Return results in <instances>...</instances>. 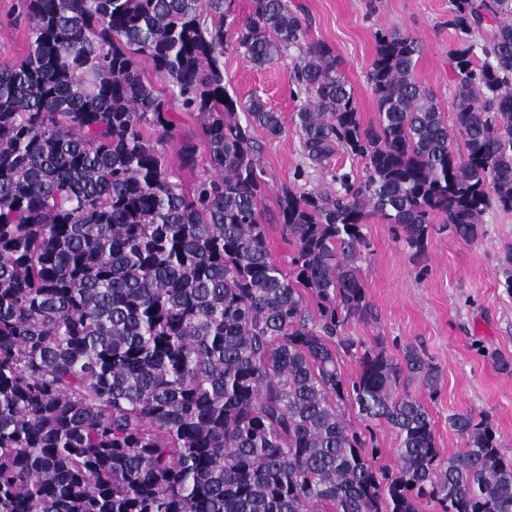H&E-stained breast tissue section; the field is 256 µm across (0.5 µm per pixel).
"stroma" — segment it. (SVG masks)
<instances>
[{"label": "stroma", "mask_w": 512, "mask_h": 512, "mask_svg": "<svg viewBox=\"0 0 512 512\" xmlns=\"http://www.w3.org/2000/svg\"><path fill=\"white\" fill-rule=\"evenodd\" d=\"M293 2L312 19L311 39L329 43L340 56L364 124L378 119L367 72L375 34L381 29L408 33L420 41L417 73L442 111L451 113L449 52L456 35L447 24L448 0ZM18 5L19 0H0V60L22 59L28 50L27 24L17 16ZM292 67L287 57L260 68L233 50L224 53V84L230 95L242 101L260 96L282 117L281 137L261 139L259 157L266 181L267 247L284 268L290 265L294 246L276 221L278 198L283 188L293 185L303 162L295 114L305 96L290 80ZM363 233L369 246L360 266L374 317L349 323L347 335L369 346L382 343L395 356L405 346H417L439 368L436 393L422 394L415 383L407 390L423 395L444 456H453L463 446L448 425L449 416L471 411L487 416L504 458L512 461V374L498 371L491 360L495 352L512 358V292L500 285L505 257L512 253V212L486 213L481 233L469 244L434 224L420 264L381 219H368Z\"/></svg>", "instance_id": "obj_1"}]
</instances>
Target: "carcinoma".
I'll use <instances>...</instances> for the list:
<instances>
[{
    "instance_id": "obj_1",
    "label": "carcinoma",
    "mask_w": 512,
    "mask_h": 512,
    "mask_svg": "<svg viewBox=\"0 0 512 512\" xmlns=\"http://www.w3.org/2000/svg\"><path fill=\"white\" fill-rule=\"evenodd\" d=\"M29 51L0 62V512H512V464L486 418L448 424L438 367L344 333L371 317L358 261L377 215L419 260L441 216L465 243L512 212V0H449L453 123L418 79L422 46L380 30L364 125L329 44L292 0H20ZM256 67L293 49L305 170L338 151L336 194L288 187L289 268L266 246L255 131L281 115L224 85V41ZM171 87L163 94L142 66ZM206 144L180 166L174 113ZM462 138L465 153L454 149ZM350 358L356 373L342 372ZM399 438L377 466L346 418ZM177 116L179 122L178 131L173 138L165 140L164 148L168 159L171 161L172 168L177 174V179L180 180L185 188H189L194 176L190 171L179 168L178 156L180 148L185 140L197 139L200 145L199 156L203 159L206 155V149L204 144L199 141V120L197 116L187 113H177Z\"/></svg>"
}]
</instances>
